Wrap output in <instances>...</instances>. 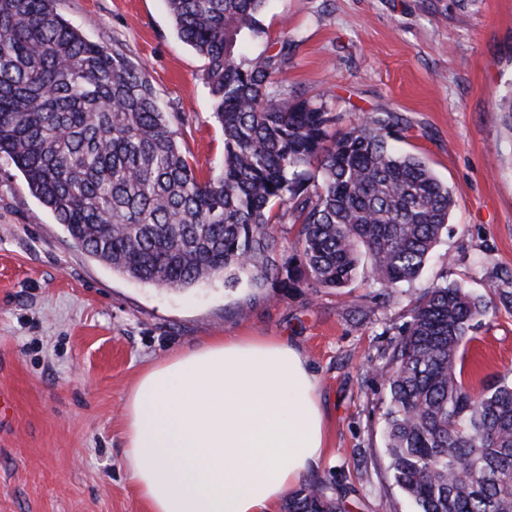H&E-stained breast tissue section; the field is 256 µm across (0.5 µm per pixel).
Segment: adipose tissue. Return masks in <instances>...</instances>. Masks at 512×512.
<instances>
[{
  "mask_svg": "<svg viewBox=\"0 0 512 512\" xmlns=\"http://www.w3.org/2000/svg\"><path fill=\"white\" fill-rule=\"evenodd\" d=\"M147 512H274L325 448L318 379L283 336H216L151 366L125 401Z\"/></svg>",
  "mask_w": 512,
  "mask_h": 512,
  "instance_id": "ef3b65f1",
  "label": "adipose tissue"
}]
</instances>
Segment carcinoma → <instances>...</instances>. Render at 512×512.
<instances>
[{"label":"carcinoma","instance_id":"1","mask_svg":"<svg viewBox=\"0 0 512 512\" xmlns=\"http://www.w3.org/2000/svg\"><path fill=\"white\" fill-rule=\"evenodd\" d=\"M224 131V165L201 179L159 107L146 69L87 41L56 0H0V154L70 238L112 270L164 288L224 276L226 288H342L361 255L396 293L425 268L454 206L407 125L370 112L346 131L276 75L292 44L244 65L267 0H167ZM291 221L288 261L274 227ZM489 304L457 282L410 301L382 368L388 470L414 512H512V377L462 380L464 348ZM286 512H345L332 482L288 493Z\"/></svg>","mask_w":512,"mask_h":512}]
</instances>
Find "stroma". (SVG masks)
Instances as JSON below:
<instances>
[{
  "mask_svg": "<svg viewBox=\"0 0 512 512\" xmlns=\"http://www.w3.org/2000/svg\"><path fill=\"white\" fill-rule=\"evenodd\" d=\"M91 42L146 67L201 175L218 171L224 133L203 59L177 35L165 0H56ZM247 57L294 40L278 76L325 104L345 130L369 112L408 126L455 205L422 274L387 295L359 267L343 289L302 282L228 288L216 277L158 288L113 272L70 238L0 156V512H146L124 465V401L142 370L214 336H285L319 378L326 448L308 480L334 484L347 512H411L386 471L383 355L409 301L440 279L491 303L465 349L473 390L512 370V0H269Z\"/></svg>",
  "mask_w": 512,
  "mask_h": 512,
  "instance_id": "35a3bbf8",
  "label": "stroma"
}]
</instances>
